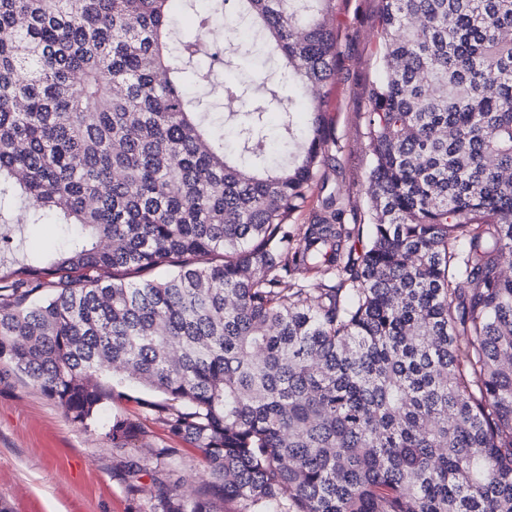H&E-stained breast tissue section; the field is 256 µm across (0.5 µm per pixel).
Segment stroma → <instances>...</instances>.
Wrapping results in <instances>:
<instances>
[{
  "mask_svg": "<svg viewBox=\"0 0 512 512\" xmlns=\"http://www.w3.org/2000/svg\"><path fill=\"white\" fill-rule=\"evenodd\" d=\"M381 0H336V72L327 86V123L333 144L321 169L336 189V206L348 224L368 221V173L372 165L366 122L369 89L378 69ZM10 236L0 264L18 267L49 248L64 249L71 231L46 214L41 224L23 223L20 212L0 218ZM157 394L134 379L102 404L94 419L71 421L57 404L8 360L0 359V512H134L125 482L130 461H142L154 448H176L173 475L184 496H193L205 477L200 451L169 438L164 425L141 407ZM139 422L145 441L113 447L108 429L113 416Z\"/></svg>",
  "mask_w": 512,
  "mask_h": 512,
  "instance_id": "1",
  "label": "stroma"
}]
</instances>
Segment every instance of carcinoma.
Wrapping results in <instances>:
<instances>
[{
    "instance_id": "cac0c4a2",
    "label": "carcinoma",
    "mask_w": 512,
    "mask_h": 512,
    "mask_svg": "<svg viewBox=\"0 0 512 512\" xmlns=\"http://www.w3.org/2000/svg\"><path fill=\"white\" fill-rule=\"evenodd\" d=\"M214 2L254 33L222 68L283 60L224 85L229 151L185 89L215 78L210 13L179 34L175 0H0V207L79 227L0 268V359L81 424L108 372L161 395L207 478L185 497L153 449L126 478L148 512H512V0H382L360 252L332 191L290 223L329 150L336 0Z\"/></svg>"
}]
</instances>
